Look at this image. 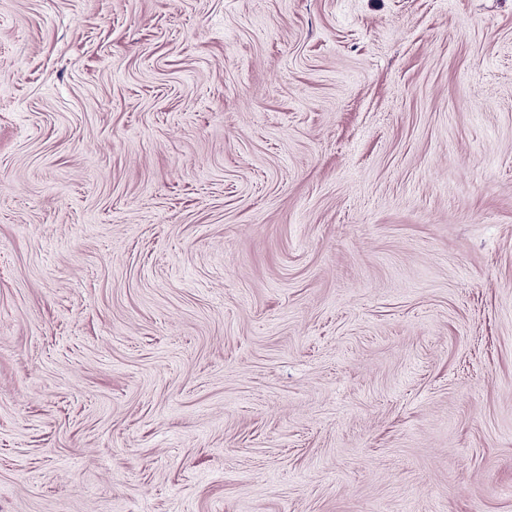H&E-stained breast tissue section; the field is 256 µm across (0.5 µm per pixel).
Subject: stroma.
Instances as JSON below:
<instances>
[{
	"label": "stroma",
	"mask_w": 512,
	"mask_h": 512,
	"mask_svg": "<svg viewBox=\"0 0 512 512\" xmlns=\"http://www.w3.org/2000/svg\"><path fill=\"white\" fill-rule=\"evenodd\" d=\"M0 512H512V0H0Z\"/></svg>",
	"instance_id": "35a3bbf8"
}]
</instances>
